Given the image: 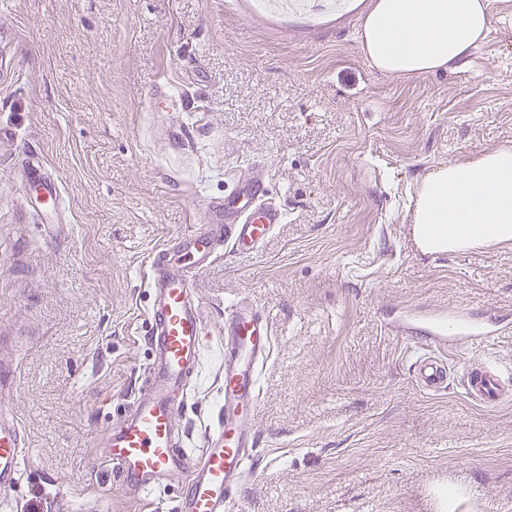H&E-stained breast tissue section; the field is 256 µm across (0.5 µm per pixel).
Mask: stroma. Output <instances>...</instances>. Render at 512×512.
<instances>
[{
    "instance_id": "stroma-1",
    "label": "stroma",
    "mask_w": 512,
    "mask_h": 512,
    "mask_svg": "<svg viewBox=\"0 0 512 512\" xmlns=\"http://www.w3.org/2000/svg\"><path fill=\"white\" fill-rule=\"evenodd\" d=\"M371 0H0V403L27 437L8 512H133L100 465L152 350L143 281L202 224L234 171L285 212L252 253L196 275L209 336L178 424L200 447L224 396V311L269 318L233 512H512V401L488 407L464 363L512 380V242L428 254L416 181L512 146V0L487 42L402 81L364 58ZM167 102L155 105V92ZM62 183L33 208L27 157ZM495 318L458 343L446 389L419 390L399 308Z\"/></svg>"
}]
</instances>
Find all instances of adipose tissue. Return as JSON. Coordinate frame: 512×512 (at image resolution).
<instances>
[{
  "instance_id": "ef3b65f1",
  "label": "adipose tissue",
  "mask_w": 512,
  "mask_h": 512,
  "mask_svg": "<svg viewBox=\"0 0 512 512\" xmlns=\"http://www.w3.org/2000/svg\"><path fill=\"white\" fill-rule=\"evenodd\" d=\"M489 0H374L359 35L370 65L408 80L448 70L485 41ZM425 252L512 241V148L451 161L418 184L413 215Z\"/></svg>"
}]
</instances>
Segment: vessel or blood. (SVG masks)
I'll use <instances>...</instances> for the list:
<instances>
[{
	"label": "vessel or blood",
	"mask_w": 512,
	"mask_h": 512,
	"mask_svg": "<svg viewBox=\"0 0 512 512\" xmlns=\"http://www.w3.org/2000/svg\"><path fill=\"white\" fill-rule=\"evenodd\" d=\"M28 180L38 201L58 203V181L37 169ZM232 210L222 215L209 208V222L165 242L145 269L151 301L146 309L154 357L145 385L128 414L108 433L104 461L134 484L135 512H146L150 498L169 477L186 491L176 512H230L233 491L252 459L254 439L245 422L259 399V371L270 353L273 329L267 317L247 297L237 299L224 314V403L202 439L198 454L184 450L176 425L179 408L195 378L206 343V324L193 288V277L225 251L257 250L283 219L280 205L260 183H235ZM432 344L440 345L449 331L470 341L493 336L489 325L473 328L470 316L456 308L425 317ZM463 386L474 400L495 406L512 397L499 375L481 364L462 370ZM414 380L425 391L446 388L445 365L432 353H416ZM26 439L18 421L0 412V490L18 485L24 472Z\"/></svg>",
	"instance_id": "vessel-or-blood-1"
}]
</instances>
